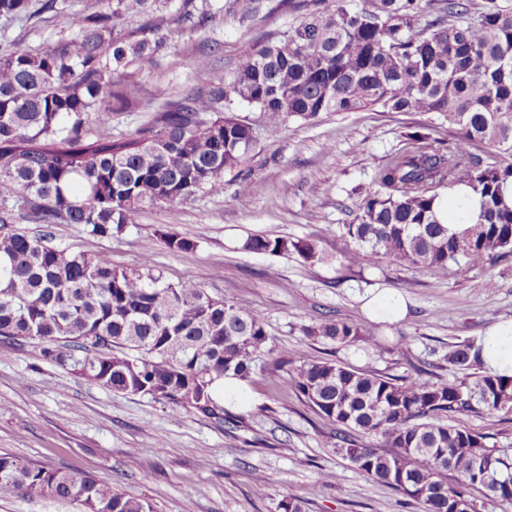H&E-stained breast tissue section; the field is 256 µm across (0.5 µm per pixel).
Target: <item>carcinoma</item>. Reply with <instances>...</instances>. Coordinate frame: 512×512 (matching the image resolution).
Returning a JSON list of instances; mask_svg holds the SVG:
<instances>
[{
    "label": "carcinoma",
    "mask_w": 512,
    "mask_h": 512,
    "mask_svg": "<svg viewBox=\"0 0 512 512\" xmlns=\"http://www.w3.org/2000/svg\"><path fill=\"white\" fill-rule=\"evenodd\" d=\"M270 0H225V15L251 20ZM149 0H112L90 14L63 17L70 36L33 50L14 43L0 54V344L4 354L30 342L85 381L179 409L224 419L213 384L244 382L268 345L261 315L231 298L210 296L198 279L170 283L152 272L116 267L104 254H72L47 235L14 225L81 224L110 236L145 206L174 208L216 191L255 145L252 128L227 114L202 120L224 100L263 114L269 135L292 119L323 112H425L453 138L427 133L377 170L356 222L339 227L355 247L350 266L388 258L448 276L477 259L512 257V4L505 0H280L306 9L295 26L256 43L229 80L155 112L135 134L112 137V100L136 90L163 45ZM29 0H0V19L27 15ZM132 15L145 18L122 28ZM487 145L491 161L471 148ZM460 187L448 223L442 192ZM477 205L471 217L468 200ZM463 224L454 229L451 224ZM166 245L196 243L174 233ZM254 253L292 252L321 259L314 244L252 236ZM331 344L362 335L359 324L331 317L303 328ZM448 369L477 370L473 385L395 379L332 361H302L286 384L336 425L334 449L359 471L422 504L450 512L471 491L512 504V457L486 436L448 423L481 410L512 414V377L482 371L480 347L449 346ZM379 439L373 448L364 439ZM457 474L448 484V472ZM41 493L78 502L83 512H153L145 500L91 477L77 478L0 457V492Z\"/></svg>",
    "instance_id": "carcinoma-1"
}]
</instances>
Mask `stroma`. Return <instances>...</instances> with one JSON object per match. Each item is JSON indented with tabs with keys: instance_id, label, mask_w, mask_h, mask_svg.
I'll use <instances>...</instances> for the list:
<instances>
[{
	"instance_id": "35a3bbf8",
	"label": "stroma",
	"mask_w": 512,
	"mask_h": 512,
	"mask_svg": "<svg viewBox=\"0 0 512 512\" xmlns=\"http://www.w3.org/2000/svg\"><path fill=\"white\" fill-rule=\"evenodd\" d=\"M30 0V13L0 19V49L21 41L41 49L67 38L69 13H90L101 0H56L54 11ZM184 0H155L165 44L156 66L138 76L128 106L112 112V133L128 136L156 110L208 90L265 35L297 24L299 13L279 9L239 24L225 17L224 0H194L205 28L181 25ZM199 55L208 71L191 65ZM230 110L253 128L256 144L242 171L224 176L217 191L202 190L176 208L152 206L107 237L80 224H55L53 242L70 252L108 254L114 265L140 268L144 258L170 282L204 275L214 297L236 298L257 310L269 333V353L246 385V402L229 407V422L148 396L109 391L75 377L27 343L0 355V456L14 457L76 477L90 476L147 498L154 512H278L281 499L301 501L303 512H422L418 502L360 472L336 454L334 426L284 385L286 364L329 359L398 380L462 381L444 360L452 343L479 342L495 324L512 321V258L478 262L443 278L386 260L349 267L348 243L337 228L352 223L357 205L386 159L409 133H431L445 143L447 126L420 112H327L310 123L290 120L268 135L259 113L234 103ZM250 186L240 193V182ZM320 193H313V186ZM195 241L170 250L163 232ZM263 235L313 242L322 258L247 251V237ZM492 279L487 290L477 289ZM383 291L400 295L402 319L366 314ZM325 316L361 325L365 336L340 346L303 335L302 326ZM377 340L368 347L366 338ZM454 424L487 437L512 454V415L455 416ZM0 512H81L51 494H0Z\"/></svg>"
}]
</instances>
